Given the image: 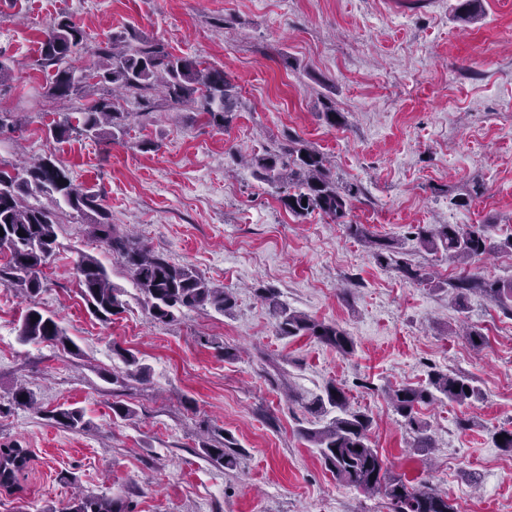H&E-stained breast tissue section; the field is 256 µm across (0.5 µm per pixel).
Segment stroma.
I'll return each mask as SVG.
<instances>
[{
	"mask_svg": "<svg viewBox=\"0 0 512 512\" xmlns=\"http://www.w3.org/2000/svg\"><path fill=\"white\" fill-rule=\"evenodd\" d=\"M479 3L469 21L459 0L405 13L392 0H0V57L13 68L0 111L17 122L0 128V160L53 154L100 195L117 232L135 231L237 299L228 315L207 308L153 322L119 259L61 206L38 301L76 351L21 343L27 303L0 286V448L30 451L19 487L0 488V512H60L78 491L131 512H388L381 495L336 481L300 434L313 422L305 402L332 384L370 416V441L392 472L447 494L456 512H512V453L492 439L512 429V316L476 292L457 303L447 286L466 270L512 279V0ZM64 16L86 34L77 69L125 29L223 69L237 88L229 127L125 96L116 106L135 118L115 141L54 139V123L86 103L53 98L54 70L38 64L44 32ZM327 106L341 125L321 119ZM293 138L323 153L338 182L361 187L345 223L393 239L400 259L434 280L409 282L378 266L345 224L281 205L245 160ZM416 224H486L496 248L465 270L423 249ZM84 253L123 291L127 309L112 320L79 294ZM260 288L337 324L353 353L278 335ZM465 323L485 345L459 335ZM119 347L148 366L145 378L113 384ZM228 347L237 359L225 360ZM434 370L471 376L482 395L419 407L434 445L423 456L387 392ZM20 385L38 409L14 402ZM116 401L135 419H113ZM61 405L83 408L86 429L58 427L48 413ZM205 434L231 442L234 468L204 458Z\"/></svg>",
	"mask_w": 512,
	"mask_h": 512,
	"instance_id": "obj_1",
	"label": "stroma"
}]
</instances>
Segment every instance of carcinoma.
<instances>
[{
	"mask_svg": "<svg viewBox=\"0 0 512 512\" xmlns=\"http://www.w3.org/2000/svg\"><path fill=\"white\" fill-rule=\"evenodd\" d=\"M85 39L84 30L68 17L54 22L45 33L39 62L55 67L53 95H82L89 80L95 79L99 84L114 85L124 95L146 100L160 92L167 104L195 107L220 128L230 123L237 90L224 70L197 58L175 56L156 40L122 32L112 34L105 45L97 47L98 60L91 69L79 71L68 65L67 60L83 48ZM126 117L127 113L116 110L115 103L95 100L75 117L64 114L52 132L57 139L76 132L87 138L112 141L124 133ZM252 165L256 177L276 188L279 202L296 217L318 210L340 221L361 193L356 184H336L325 156L301 140L295 139L279 151L255 157ZM62 202L88 220L93 234L130 271L152 320L169 324L186 311L209 306L224 315L235 307L231 291L215 285L194 267L175 264L139 239L118 233L107 222L98 194L75 183L68 170L47 155L29 167L0 166V228L4 232L0 236V252L8 253L6 262L0 264V285L28 301L17 329L20 342H53L65 348L72 343L56 316L36 302L43 288V268L57 246V206ZM345 228L350 237L368 245L378 265L394 266L412 281L426 280L420 270L397 259L393 242L374 237L362 224H347ZM413 230L425 249L443 250L451 259L462 262L484 255L490 247L486 224H439L434 228L418 224ZM75 278L81 297L97 318L107 321L124 312L127 302L122 299L123 292L112 284L98 258L82 255L75 266ZM448 287L459 299L477 291L512 313V280L465 275L448 281ZM258 296L268 306L279 335L313 336L344 355L354 351L353 339L336 324L315 320L287 307L272 289L260 288ZM113 352L124 368L112 373V382L117 383L124 376H146L148 368L133 352L118 346ZM440 395L463 406L478 398L479 389L464 375L434 371L427 385L405 386L390 394L394 411L416 434V447L422 450L431 444L425 427L416 418V407ZM307 409L317 417L335 413L326 424L303 428L300 434L318 449L325 468L337 481L364 494L383 495L390 512H455L448 503V495L390 473L370 443V418L349 410L343 388L329 386L325 396L310 402ZM50 418L70 431H81L87 426L83 410L76 407L60 406L51 411ZM203 453L217 466L231 469L236 464L233 451L224 443L205 445ZM28 461L25 448H0V487L18 486ZM59 512H127V508L116 499L87 495L68 502Z\"/></svg>",
	"mask_w": 512,
	"mask_h": 512,
	"instance_id": "1",
	"label": "carcinoma"
}]
</instances>
